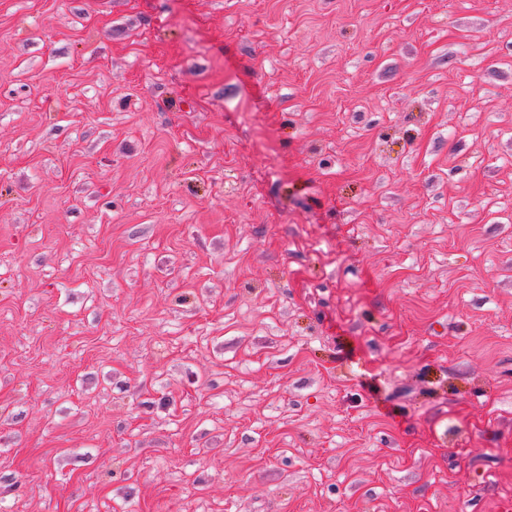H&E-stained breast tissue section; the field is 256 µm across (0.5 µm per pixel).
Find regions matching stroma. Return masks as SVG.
<instances>
[{
  "instance_id": "stroma-1",
  "label": "stroma",
  "mask_w": 512,
  "mask_h": 512,
  "mask_svg": "<svg viewBox=\"0 0 512 512\" xmlns=\"http://www.w3.org/2000/svg\"><path fill=\"white\" fill-rule=\"evenodd\" d=\"M512 0H0V512H505Z\"/></svg>"
}]
</instances>
